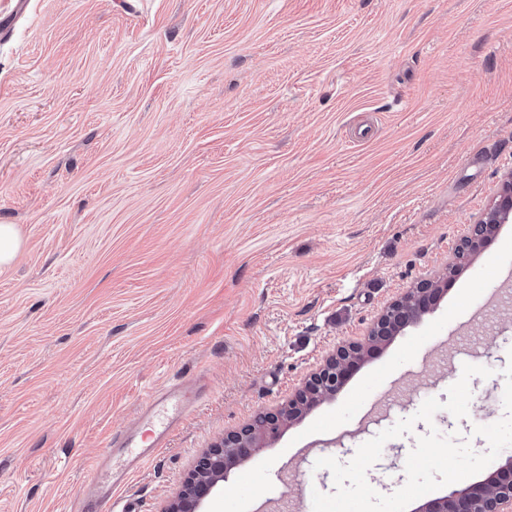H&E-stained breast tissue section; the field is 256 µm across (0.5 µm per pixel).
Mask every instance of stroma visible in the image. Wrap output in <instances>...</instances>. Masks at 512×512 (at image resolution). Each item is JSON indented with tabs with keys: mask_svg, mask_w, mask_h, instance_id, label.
I'll list each match as a JSON object with an SVG mask.
<instances>
[{
	"mask_svg": "<svg viewBox=\"0 0 512 512\" xmlns=\"http://www.w3.org/2000/svg\"><path fill=\"white\" fill-rule=\"evenodd\" d=\"M0 0V512H75L147 392L202 393L112 490L164 512L199 456L287 401L380 311L442 275L512 173V0ZM512 223L439 308L335 401L263 443L218 512H313L322 457L447 401L385 443L389 495L418 436L505 415ZM436 342L427 360L417 348ZM21 246L16 226L0 224V268L9 266L15 259Z\"/></svg>",
	"mask_w": 512,
	"mask_h": 512,
	"instance_id": "35a3bbf8",
	"label": "stroma"
}]
</instances>
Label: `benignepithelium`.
Wrapping results in <instances>:
<instances>
[{
  "label": "benign epithelium",
  "mask_w": 512,
  "mask_h": 512,
  "mask_svg": "<svg viewBox=\"0 0 512 512\" xmlns=\"http://www.w3.org/2000/svg\"><path fill=\"white\" fill-rule=\"evenodd\" d=\"M511 223L512 174L503 181L495 202L470 225V232L461 243L486 246L495 234L490 225ZM446 286L448 278L444 274L421 280L407 289L382 311L364 341L338 346L302 380L288 402L274 412L258 414L205 451L164 512H203L204 505L213 500L224 481L251 456L260 440L278 439L285 423L295 422L335 400L365 353L390 342L406 327L435 312ZM500 470L504 471L503 476L495 475L491 480L486 478L430 499L416 512H512V461L506 460Z\"/></svg>",
  "instance_id": "obj_1"
}]
</instances>
